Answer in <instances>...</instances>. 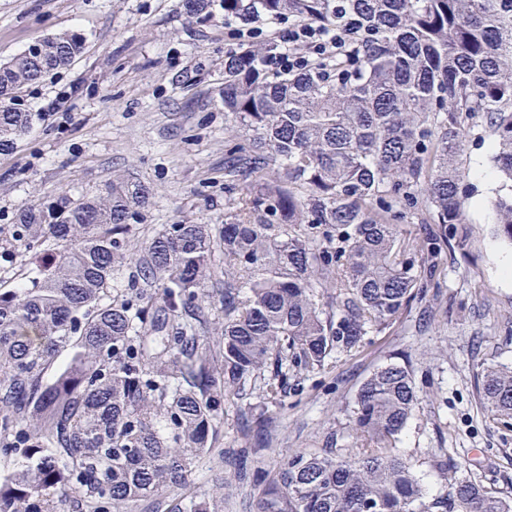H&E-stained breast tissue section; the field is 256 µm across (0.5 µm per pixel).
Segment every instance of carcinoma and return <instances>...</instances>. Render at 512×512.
<instances>
[{"mask_svg":"<svg viewBox=\"0 0 512 512\" xmlns=\"http://www.w3.org/2000/svg\"><path fill=\"white\" fill-rule=\"evenodd\" d=\"M190 15L284 20L333 30L358 20L334 57L267 72L270 41L224 59L222 224H168L134 258L145 186L112 176L103 196L37 204L17 217L38 276L0 289V512H224V496L184 493L215 452L224 402L263 380L260 413L288 380L349 352L421 301L448 240L463 251L469 172L459 163L483 114L504 182L496 234L512 243V0H177ZM0 64V154L35 114L21 89L69 66L83 38L37 39ZM439 234L403 236L406 219ZM453 232H448V228ZM136 262L123 287H114ZM223 286L210 320L203 284ZM71 353L52 379L59 353ZM488 415L512 425V368L474 373ZM418 399L409 366L360 386L356 446L295 454L253 512H512V496L466 478L429 495L397 453Z\"/></svg>","mask_w":512,"mask_h":512,"instance_id":"cac0c4a2","label":"carcinoma"}]
</instances>
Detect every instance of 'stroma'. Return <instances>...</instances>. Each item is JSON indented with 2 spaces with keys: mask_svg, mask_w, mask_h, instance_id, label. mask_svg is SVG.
<instances>
[{
  "mask_svg": "<svg viewBox=\"0 0 512 512\" xmlns=\"http://www.w3.org/2000/svg\"><path fill=\"white\" fill-rule=\"evenodd\" d=\"M177 0H0V61L35 39L80 34L82 56L70 67L25 87L36 117L13 151L0 154V285L35 276L40 259L22 255L15 222L46 200L98 196L113 175L144 184L141 241L164 225L224 221V106L217 90L224 59L238 44L235 23L196 22ZM54 111H45L48 101ZM485 116L472 122L461 156L470 186L466 253L442 249L439 287L389 326L336 354L302 379L283 406L271 408L270 433L240 420L246 399L224 405L215 447L223 459L200 461L189 477L205 490L222 487L224 512H252L258 492L240 472L270 473L284 457L345 452L355 442L349 418L360 385L379 367L409 362L418 406L397 451L425 473L434 494L446 490L438 467L447 458L459 475L512 496V427L483 412L473 374L481 364L512 367V278L501 271L512 244L495 233Z\"/></svg>",
  "mask_w": 512,
  "mask_h": 512,
  "instance_id": "obj_1",
  "label": "stroma"
}]
</instances>
